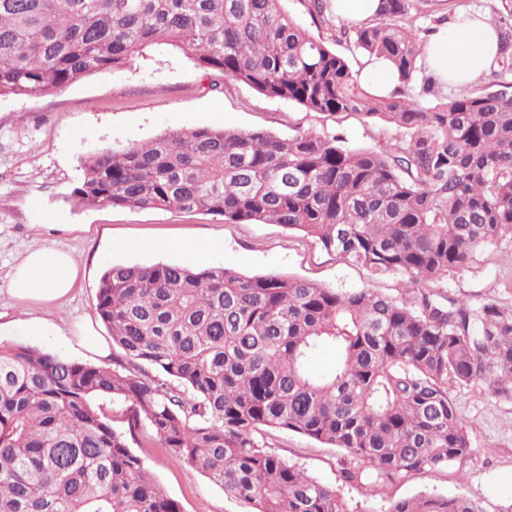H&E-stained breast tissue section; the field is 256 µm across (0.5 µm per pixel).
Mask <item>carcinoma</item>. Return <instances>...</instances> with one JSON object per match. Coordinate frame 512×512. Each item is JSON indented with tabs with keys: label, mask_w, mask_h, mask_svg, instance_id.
<instances>
[{
	"label": "carcinoma",
	"mask_w": 512,
	"mask_h": 512,
	"mask_svg": "<svg viewBox=\"0 0 512 512\" xmlns=\"http://www.w3.org/2000/svg\"><path fill=\"white\" fill-rule=\"evenodd\" d=\"M408 10L381 0L350 27L357 50L397 70L400 86L378 97L285 0H0V96L50 94L167 44L265 96L379 115L408 135L380 153L197 127L87 155L76 205L280 224L373 275H403L407 297L225 267L108 266L95 312L116 367L0 343V512H182L131 450L144 424L173 462L251 512H349L269 431L337 449L344 482L378 486L469 452L448 385L512 400V307L430 288L512 236V84L420 106L409 91L423 41L400 24ZM496 31L507 71L512 23ZM324 350L332 362L316 371ZM102 397L130 403L127 427L100 414ZM387 512L481 510L419 495Z\"/></svg>",
	"instance_id": "obj_1"
}]
</instances>
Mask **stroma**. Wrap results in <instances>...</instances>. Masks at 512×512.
I'll return each instance as SVG.
<instances>
[{"label":"stroma","instance_id":"35a3bbf8","mask_svg":"<svg viewBox=\"0 0 512 512\" xmlns=\"http://www.w3.org/2000/svg\"><path fill=\"white\" fill-rule=\"evenodd\" d=\"M512 0H410L403 23L419 37L461 12L504 15ZM297 22L344 56L352 70L365 58L343 33L344 21L320 22L307 0H287ZM194 127L261 131L281 138L303 132L340 138L344 147L392 151L407 134L394 124L358 112H312L267 97L251 87L204 71L172 47L144 51L121 68L85 76L49 95L0 97V320L35 318L41 335L29 346L61 358L99 364L80 341L84 327L101 329L94 304L99 279L111 264L191 265L173 243L192 242L208 267L242 274L283 273L345 291L363 288L400 298L404 278L373 275L341 261L314 238L279 224L228 223L205 211L79 207L70 195L87 155L137 144ZM53 247L81 267L70 293L49 304H22L7 286L28 251ZM440 290L469 301L512 307V239L480 249L472 262L452 270ZM465 423L471 451L447 467L383 486L343 482L339 453L292 432L276 433L275 451L336 489L349 512H386L391 502L421 494L461 495L481 512H512V400L481 387L449 390ZM132 451L177 500L183 512H249L205 475L174 463L148 427H140Z\"/></svg>","mask_w":512,"mask_h":512}]
</instances>
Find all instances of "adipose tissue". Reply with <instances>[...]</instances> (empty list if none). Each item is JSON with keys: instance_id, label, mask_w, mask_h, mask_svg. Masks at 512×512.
<instances>
[{"instance_id": "adipose-tissue-1", "label": "adipose tissue", "mask_w": 512, "mask_h": 512, "mask_svg": "<svg viewBox=\"0 0 512 512\" xmlns=\"http://www.w3.org/2000/svg\"><path fill=\"white\" fill-rule=\"evenodd\" d=\"M497 54V34L489 17L461 15L428 34L426 73L444 88L463 85L489 68ZM79 273L71 254L44 247L27 253L16 266L8 293L23 303H50L71 291Z\"/></svg>"}]
</instances>
